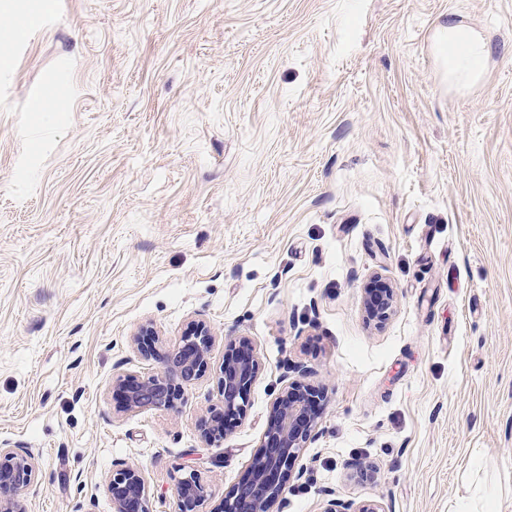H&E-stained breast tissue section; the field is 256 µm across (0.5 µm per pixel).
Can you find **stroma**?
<instances>
[{"mask_svg":"<svg viewBox=\"0 0 512 512\" xmlns=\"http://www.w3.org/2000/svg\"><path fill=\"white\" fill-rule=\"evenodd\" d=\"M50 2L0 65V442L38 455L30 512H112L121 463L150 512H178L193 470L222 512L298 363L325 400L274 512L331 489L512 512V0ZM448 18L491 47L460 92L431 51ZM194 319L206 373L175 408L124 411L117 380L161 368L137 328L169 349ZM228 336L261 371L207 443ZM395 304V291L393 288L370 289L364 300V309L370 321L383 323L388 319Z\"/></svg>","mask_w":512,"mask_h":512,"instance_id":"stroma-1","label":"stroma"}]
</instances>
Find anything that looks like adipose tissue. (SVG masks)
Instances as JSON below:
<instances>
[{
	"label": "adipose tissue",
	"instance_id": "1",
	"mask_svg": "<svg viewBox=\"0 0 512 512\" xmlns=\"http://www.w3.org/2000/svg\"><path fill=\"white\" fill-rule=\"evenodd\" d=\"M433 51L449 86L463 89L482 75L489 45L485 37L473 28L448 20L437 23L435 27Z\"/></svg>",
	"mask_w": 512,
	"mask_h": 512
}]
</instances>
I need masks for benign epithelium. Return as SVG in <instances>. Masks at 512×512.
<instances>
[{
    "label": "benign epithelium",
    "mask_w": 512,
    "mask_h": 512,
    "mask_svg": "<svg viewBox=\"0 0 512 512\" xmlns=\"http://www.w3.org/2000/svg\"><path fill=\"white\" fill-rule=\"evenodd\" d=\"M395 304L392 288L369 290L364 309L369 320L382 323ZM213 333L203 320L188 323L183 344L163 349L162 339L151 323L141 325L133 338L135 352L144 359H157L162 370L142 379H120L125 408L171 409L180 400L184 388L202 377L210 359ZM261 369L259 357L245 336L224 342V360L219 380L224 410L203 420L201 438L211 443L224 437L226 422L245 415L248 397ZM321 392L294 379L286 382L273 400L267 427L254 454L246 478L224 497V512H271V508L293 479L302 476L296 468L301 451L316 428L314 406ZM353 479L374 477L373 467L354 460L347 465ZM39 470L33 451L17 450L0 443V512H28L21 494L38 484ZM113 512H150L149 487L142 469L123 465L112 471L107 484ZM179 512H200L205 486L191 472L176 484ZM320 512H386L375 501L345 500L332 491L326 493Z\"/></svg>",
    "instance_id": "1"
}]
</instances>
